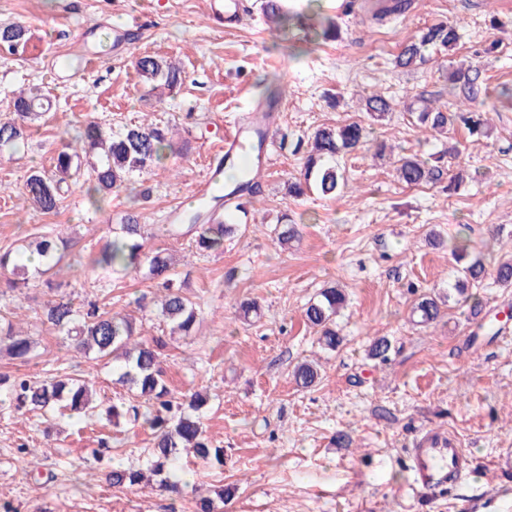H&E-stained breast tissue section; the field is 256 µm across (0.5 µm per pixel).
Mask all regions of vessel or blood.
Listing matches in <instances>:
<instances>
[{"label": "vessel or blood", "instance_id": "vessel-or-blood-1", "mask_svg": "<svg viewBox=\"0 0 512 512\" xmlns=\"http://www.w3.org/2000/svg\"><path fill=\"white\" fill-rule=\"evenodd\" d=\"M274 116L259 108L250 119L226 134L216 152L217 160L231 159L256 145L259 135L269 134ZM418 483L425 488L452 484L467 468V455L459 441L436 431L423 434L411 450Z\"/></svg>", "mask_w": 512, "mask_h": 512}]
</instances>
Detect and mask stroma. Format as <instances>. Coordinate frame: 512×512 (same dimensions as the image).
<instances>
[{
	"mask_svg": "<svg viewBox=\"0 0 512 512\" xmlns=\"http://www.w3.org/2000/svg\"><path fill=\"white\" fill-rule=\"evenodd\" d=\"M262 0L250 13L221 26L209 19V0H0V22L21 21L34 33L23 56L0 55V120L12 93L41 85L56 109L35 128L25 148L0 155V249L37 233H62L71 256L90 257L127 214L146 225V249H165L180 261L184 291L200 307L193 340L169 338L153 308L135 303L155 296L156 284L136 275L62 271V293L74 303L131 315L145 338L168 337L163 366L175 394L210 397L204 422L224 449L223 466L182 460L194 471L195 492L172 499L158 485L115 488L104 470L77 469L91 449L108 443L114 463L146 468L149 431L97 417H59L45 426L0 402V505L7 512H196L200 497L224 490V512H512V340L475 336L465 305H450L429 327L410 323L415 292L446 290L458 267L453 246L467 237L487 267L512 254V105L488 116L491 137L474 145L456 129L457 153L422 133L407 110L417 98L455 106L444 70L451 61L478 66L488 83L512 87V0H413L405 15L370 24L356 0H298L310 13L335 18L336 41L311 40L302 28L266 25ZM135 22L129 49L105 52L83 66L102 32ZM455 24L454 53L434 51L425 64L396 67L403 45L430 24ZM157 53L180 60L184 82L172 96L149 95L134 59ZM84 68L68 77L65 59ZM280 91L271 158L261 194L242 234L218 252L197 255L188 239L164 230L170 210L185 206L209 175L226 132ZM393 101L390 121L373 136L384 158L361 151L343 161L348 185L333 200L294 197L288 183L304 155L295 149L321 125L362 120L359 98ZM120 127L149 120L178 129L183 151L155 171L134 175L100 207L73 183L57 212L46 214L21 197L30 171L46 169L86 121ZM417 153L445 158L449 174L466 178L455 195L442 185L407 187L397 160ZM302 218V238L283 247L272 229L282 215ZM442 242L432 245L429 232ZM339 283L348 298L337 318L345 341L322 350L303 309L320 288ZM257 299L260 319L243 323L242 298ZM51 296L40 280L0 291V317L27 331L36 356L20 363L0 355V376L42 380L65 373L92 384L100 401L126 397L112 366L71 349L43 325ZM388 337V362L369 359L372 337ZM319 359V384L291 380L303 360ZM429 428L456 436L475 465L446 489H418L408 450ZM344 432L348 448L336 447Z\"/></svg>",
	"mask_w": 512,
	"mask_h": 512,
	"instance_id": "1",
	"label": "stroma"
}]
</instances>
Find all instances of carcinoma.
<instances>
[{"label":"carcinoma","instance_id":"cac0c4a2","mask_svg":"<svg viewBox=\"0 0 512 512\" xmlns=\"http://www.w3.org/2000/svg\"><path fill=\"white\" fill-rule=\"evenodd\" d=\"M410 6L411 0H370L366 14L371 23L383 25L405 13ZM261 11L267 24L279 30H286L290 23L298 24L304 18L303 12L292 7L288 0H262ZM32 41L31 30L26 25L0 24V54L24 52ZM459 41L455 25L431 24L404 45L396 64L410 68L426 61L429 49L453 51ZM134 69L139 81L154 91L171 93L183 83L180 63L161 55L137 57ZM449 80L461 89L468 106L443 111L425 99L422 107L415 111L416 126L426 133H446L450 128L462 126L468 131L471 142L479 145L491 136V125L479 108L489 101L511 103L512 88L489 87L481 69L473 66L453 70ZM50 108L49 94L42 87L32 85L20 90L12 100L16 118L0 122V151L14 150L25 144L34 124ZM360 109L373 123L389 119L393 112L391 102L381 95L360 99ZM369 134V128L358 121L316 128L308 137L300 176L288 183V193L300 196L314 188L325 198H335L345 185V169L339 164L340 158L370 148L378 155L385 151V144L369 139ZM75 142L76 145L67 144L57 152L51 170H34L25 181L22 191L25 200L44 213L59 209L69 184L76 182L86 169L90 173L88 200L96 205L130 175L151 171L176 153L169 127L152 122L114 130L90 120ZM395 170L398 180L409 187L437 183L443 176L441 169L429 165L418 155L398 159ZM222 192L224 186L220 185L210 205L192 209L181 217V223L168 225L169 234L191 237L202 252L222 249L224 238L240 230L238 221L221 219ZM274 234L282 245L301 238L298 224L287 215L274 227ZM145 239L144 227L129 217L88 267L102 274H126L146 268L149 279L162 290L151 303L169 325V335L189 337L198 321L197 304L183 293L172 255L164 250H145ZM65 245L63 236L44 234L33 236L16 248H1L0 273L7 276L6 288L13 290L28 285L32 275L25 257L34 254L42 259L39 273L48 276L46 284L52 286L53 278L63 269ZM453 252L463 263L453 290L463 300L473 301L470 315L480 330L485 326V317L473 290L490 274L500 286L512 288V259L499 262L490 273L481 255L470 254L465 238L459 239ZM449 299L448 295L422 292L411 304V315L420 325L432 324L443 316ZM346 301L343 290L333 285L321 289L317 298L304 309V321L317 334V343L324 350L334 351L343 343V337L336 330V317ZM44 323L71 340L76 350L85 354L94 352L100 358L116 362L113 368L116 383L126 388L129 398L107 405L104 413L114 424L124 419L152 431L153 460L149 473L160 477L159 487L164 491L180 499L191 486V482L185 480L188 472L181 463L182 449L204 464L224 465V449L213 444L203 422L208 396L194 392L177 398L172 394L161 366V348L165 345L161 338L139 340L132 317L110 314L92 302L77 306L62 298L47 304ZM34 348L32 337L10 323L0 322L1 354L26 363L34 357ZM391 352L392 343L386 336L374 338L368 349L369 356L381 362L388 361ZM292 377L297 387L312 388L319 382L320 369L317 363L304 360L295 366ZM0 387L5 390L10 404L26 413L39 410L46 415L58 409L80 417L96 409L85 382L70 375L53 376L41 382L25 377L13 380L0 377ZM145 478L146 472L141 469L120 466L107 473L110 485L118 488L137 485Z\"/></svg>","mask_w":512,"mask_h":512}]
</instances>
